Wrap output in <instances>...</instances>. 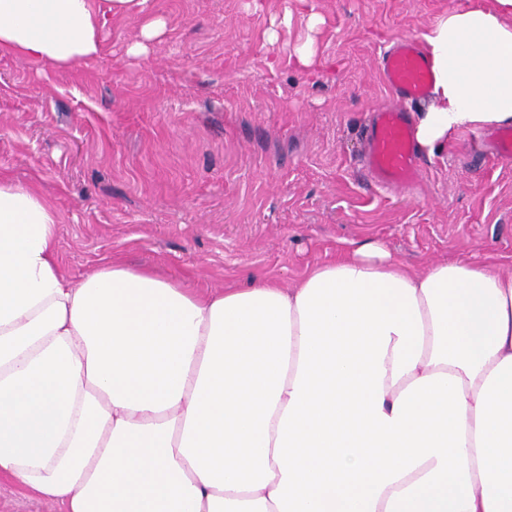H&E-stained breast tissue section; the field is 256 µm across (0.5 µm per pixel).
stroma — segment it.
<instances>
[{
  "mask_svg": "<svg viewBox=\"0 0 512 512\" xmlns=\"http://www.w3.org/2000/svg\"><path fill=\"white\" fill-rule=\"evenodd\" d=\"M465 2L148 0L93 60L0 56V178L50 200L76 278L118 259L197 293L290 288L370 241L414 273L478 258L512 274V161H494L488 129L421 155L408 188L361 166L374 112L397 102L381 53ZM155 17L163 35L132 54ZM309 38L312 70L289 65ZM0 512L65 509L0 475Z\"/></svg>",
  "mask_w": 512,
  "mask_h": 512,
  "instance_id": "stroma-1",
  "label": "stroma"
}]
</instances>
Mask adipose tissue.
<instances>
[{"label": "adipose tissue", "instance_id": "ef3b65f1", "mask_svg": "<svg viewBox=\"0 0 512 512\" xmlns=\"http://www.w3.org/2000/svg\"><path fill=\"white\" fill-rule=\"evenodd\" d=\"M146 2L0 0V55L94 58ZM422 39L420 147L512 124V0ZM58 232L0 180V474L67 512H512L511 274L366 243L291 288L197 295L120 262L73 279Z\"/></svg>", "mask_w": 512, "mask_h": 512}]
</instances>
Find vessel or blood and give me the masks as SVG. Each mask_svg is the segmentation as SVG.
Here are the masks:
<instances>
[{"mask_svg": "<svg viewBox=\"0 0 512 512\" xmlns=\"http://www.w3.org/2000/svg\"><path fill=\"white\" fill-rule=\"evenodd\" d=\"M385 84L401 99H425L434 82L427 55L414 39L400 41L379 59ZM366 171L378 183L391 187L411 186L420 161L413 125L406 110L378 112L366 138Z\"/></svg>", "mask_w": 512, "mask_h": 512, "instance_id": "obj_1", "label": "vessel or blood"}]
</instances>
